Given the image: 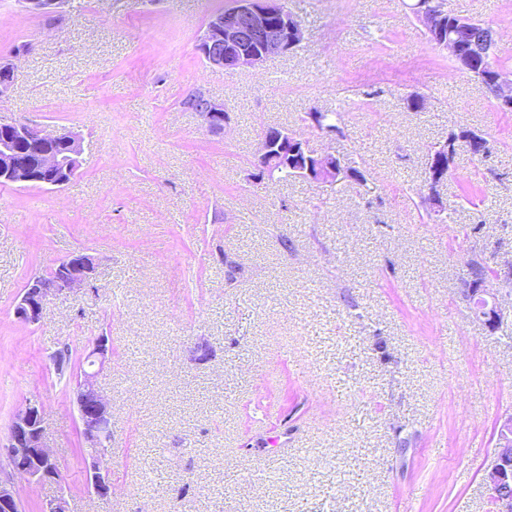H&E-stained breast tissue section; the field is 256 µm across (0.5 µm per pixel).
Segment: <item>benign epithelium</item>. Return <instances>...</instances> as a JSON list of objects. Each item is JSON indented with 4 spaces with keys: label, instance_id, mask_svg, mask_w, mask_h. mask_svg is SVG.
Masks as SVG:
<instances>
[{
    "label": "benign epithelium",
    "instance_id": "obj_1",
    "mask_svg": "<svg viewBox=\"0 0 512 512\" xmlns=\"http://www.w3.org/2000/svg\"><path fill=\"white\" fill-rule=\"evenodd\" d=\"M19 3L30 12L50 16L54 24L65 21L69 12V0H19ZM411 10L432 42L447 50L460 70L482 85L490 80L497 83V105L502 111H511L512 80L489 73L488 66H479L463 55L459 43L444 35V13L434 5V0H415ZM303 40L301 23L288 12L283 0H232L227 8L210 16L197 50L210 65L234 71L260 68L272 58L296 51ZM193 98L201 100V104L194 103L187 109L198 113L211 132H224L229 123V112L224 104L203 91L193 92ZM21 146L36 153L37 164L31 165L20 159ZM455 149V142L448 140L434 145L428 155L431 178L425 200L436 216L441 217L447 211V205L436 191L447 178L446 157ZM82 153L83 139L71 129L48 132L38 125L0 121V182L3 184L62 190L78 174ZM272 160L291 168L300 178L315 183L334 182L336 173L346 169L335 155L317 153L307 141L279 127H270L261 133L249 180L261 183L262 170ZM95 271V257L83 251L58 261L51 278L27 283L15 308L17 319L31 325L39 323L53 297L87 287L93 281ZM491 279L512 288V261L494 269ZM468 285L467 294L471 299L490 298L478 319L488 331H496L502 323L500 289L487 287L485 280L471 278ZM111 358L112 344L108 337H97L87 355L94 370L83 372L75 384L83 439L93 450L89 484L99 496L112 490L108 468L98 457L112 437V407L97 388V377ZM497 448L495 463L486 477V489L498 512H512L511 414L499 426ZM4 449L15 474L37 482L51 481L58 476L50 449L44 442L43 408L38 400L27 401L16 414ZM0 512H21L20 500L8 480L0 481Z\"/></svg>",
    "mask_w": 512,
    "mask_h": 512
}]
</instances>
